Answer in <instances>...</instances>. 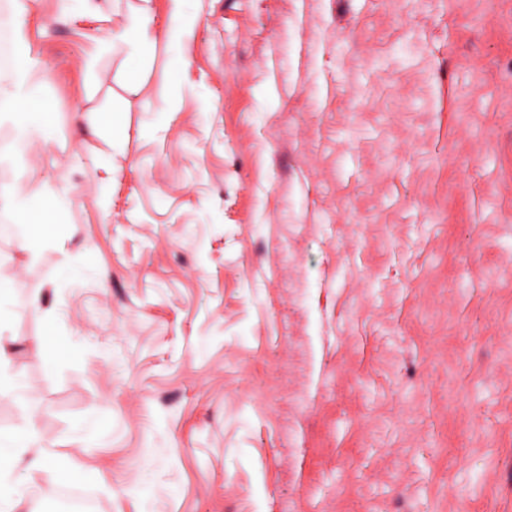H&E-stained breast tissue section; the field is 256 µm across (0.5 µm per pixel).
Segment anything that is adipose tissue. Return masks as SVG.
<instances>
[{
    "label": "adipose tissue",
    "mask_w": 512,
    "mask_h": 512,
    "mask_svg": "<svg viewBox=\"0 0 512 512\" xmlns=\"http://www.w3.org/2000/svg\"><path fill=\"white\" fill-rule=\"evenodd\" d=\"M0 56L12 60L14 83L12 97H0V112H14L29 97L28 83L35 69L22 39L0 46ZM39 442L32 430L0 432V512H14L29 484L35 483L46 470L44 455L38 454Z\"/></svg>",
    "instance_id": "adipose-tissue-1"
}]
</instances>
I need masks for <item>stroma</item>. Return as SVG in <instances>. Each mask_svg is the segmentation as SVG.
I'll return each mask as SVG.
<instances>
[{
  "mask_svg": "<svg viewBox=\"0 0 512 512\" xmlns=\"http://www.w3.org/2000/svg\"><path fill=\"white\" fill-rule=\"evenodd\" d=\"M140 3L0 0L48 117L0 116V430L69 471L16 512H512V0H187L110 50ZM184 2L186 0H172V10L164 29V37L170 44L181 41L198 22L197 16L186 11ZM106 41L112 47L116 44L145 46L154 43L156 35L153 29V18L148 6L141 7L136 15L128 19L127 24L121 30L111 31ZM22 387V378L10 372L8 355L5 347L0 343V396L6 392L19 391Z\"/></svg>",
  "mask_w": 512,
  "mask_h": 512,
  "instance_id": "stroma-1",
  "label": "stroma"
}]
</instances>
